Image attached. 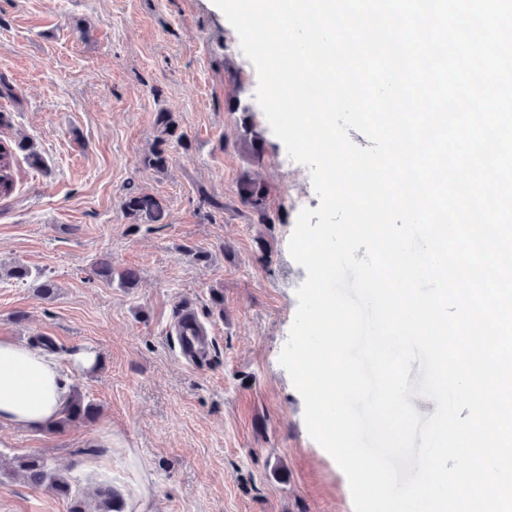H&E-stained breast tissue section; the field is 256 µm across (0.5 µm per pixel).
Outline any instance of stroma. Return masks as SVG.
<instances>
[{
	"mask_svg": "<svg viewBox=\"0 0 512 512\" xmlns=\"http://www.w3.org/2000/svg\"><path fill=\"white\" fill-rule=\"evenodd\" d=\"M0 77L12 88L0 97V139L16 149L15 188L0 197V339L50 338L64 365L94 348L97 368L74 383L101 408L60 433L0 425V512H69L66 498L10 475L30 453L83 495L92 486L77 461L111 456L122 491L134 475L101 443L106 426L141 462L154 512H354L279 363L307 276L288 250L294 197L320 201L307 167L282 166L257 72L213 0H0ZM161 112L184 139L168 143L158 173L142 159ZM248 120L265 143L269 224L236 197ZM132 187L162 202L161 221L131 223L122 202ZM104 254L117 273L109 282L91 276ZM17 265L52 280L54 293L9 278ZM127 268L135 287L118 276ZM186 299L213 333L197 368L170 337ZM20 311L27 320L16 321Z\"/></svg>",
	"mask_w": 512,
	"mask_h": 512,
	"instance_id": "1",
	"label": "stroma"
}]
</instances>
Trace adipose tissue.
<instances>
[{"label":"adipose tissue","mask_w":512,"mask_h":512,"mask_svg":"<svg viewBox=\"0 0 512 512\" xmlns=\"http://www.w3.org/2000/svg\"><path fill=\"white\" fill-rule=\"evenodd\" d=\"M71 392L72 380L54 355L0 340V425L41 430L63 410Z\"/></svg>","instance_id":"1"}]
</instances>
